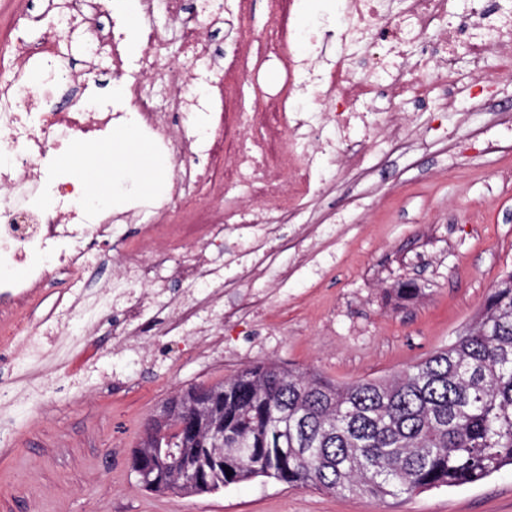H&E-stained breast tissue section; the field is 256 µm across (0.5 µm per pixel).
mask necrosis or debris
<instances>
[{
	"label": "necrosis or debris",
	"mask_w": 512,
	"mask_h": 512,
	"mask_svg": "<svg viewBox=\"0 0 512 512\" xmlns=\"http://www.w3.org/2000/svg\"><path fill=\"white\" fill-rule=\"evenodd\" d=\"M165 2L181 30V63L160 73L166 38L153 27L158 2ZM210 0H65L48 4L38 38L29 36V17L9 18L0 67V364L15 368L38 351L39 337L59 338L79 323L93 336L112 321L117 343L141 335L142 308L172 281L204 288V305L179 308L166 335L204 336L220 347L224 316V268L210 254L225 240L250 231L266 235L272 223H296L304 199L320 193L318 169L326 153L324 127L336 133L335 155L346 165L369 154L402 147L408 128L388 113H371L382 97L418 108L445 107L457 82L460 52L470 57L473 84L512 82V68L487 74V55L512 45V0H344L339 49L320 60L298 58L304 33L287 19L288 0H268L269 19L256 54L217 61L203 34L218 23L236 28L237 15L211 12ZM134 21L140 49L127 58L119 17ZM75 35L91 67L107 66L115 90L62 63L59 32ZM418 45L416 54L407 48ZM371 53V71L355 67ZM283 64L281 87L246 104L244 89L268 61ZM313 88L322 111H301L298 90ZM134 127L167 159L163 194L119 209L90 204L77 177H63L59 152L104 145L119 130ZM119 221L140 223L137 237L122 244L117 273L95 293L77 288L41 318L33 302L50 272L74 273L91 263L88 247L112 240ZM23 268L24 278L12 275Z\"/></svg>",
	"instance_id": "necrosis-or-debris-1"
}]
</instances>
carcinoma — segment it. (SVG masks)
Listing matches in <instances>:
<instances>
[{"label": "carcinoma", "instance_id": "cac0c4a2", "mask_svg": "<svg viewBox=\"0 0 512 512\" xmlns=\"http://www.w3.org/2000/svg\"><path fill=\"white\" fill-rule=\"evenodd\" d=\"M211 396L193 435L178 429L140 448L169 450L177 461L140 485L173 491L184 464L212 482L182 488L205 494L263 477L336 495L385 500L482 481L512 466V271L498 280L477 320L445 347L389 379L334 383L276 362L248 366L171 401ZM224 422V466L214 453L213 422Z\"/></svg>", "mask_w": 512, "mask_h": 512}]
</instances>
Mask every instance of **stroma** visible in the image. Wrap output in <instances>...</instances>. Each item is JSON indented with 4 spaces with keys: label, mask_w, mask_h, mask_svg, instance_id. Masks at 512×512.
<instances>
[{
    "label": "stroma",
    "mask_w": 512,
    "mask_h": 512,
    "mask_svg": "<svg viewBox=\"0 0 512 512\" xmlns=\"http://www.w3.org/2000/svg\"><path fill=\"white\" fill-rule=\"evenodd\" d=\"M494 85L467 121L415 114L411 152L365 158L342 171L326 155V192L301 224L280 226L266 248L269 274L250 255L216 254L224 267L223 350L165 336L170 311L148 312V340L116 346L71 327L0 381V512H512V467L456 488L383 501L329 495L256 478L219 491L160 495L131 472L143 425L172 397L274 361L337 383L388 378L445 346L512 269V153L470 144L472 126L512 137V110ZM35 403L7 407L43 375Z\"/></svg>",
    "instance_id": "obj_1"
}]
</instances>
